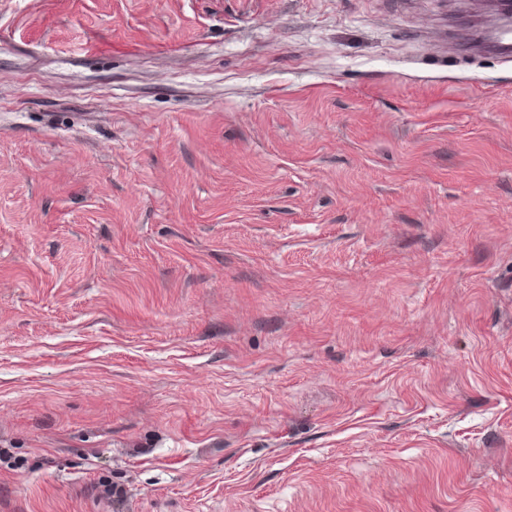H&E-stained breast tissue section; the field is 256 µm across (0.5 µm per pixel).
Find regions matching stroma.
<instances>
[{
    "label": "stroma",
    "instance_id": "obj_1",
    "mask_svg": "<svg viewBox=\"0 0 512 512\" xmlns=\"http://www.w3.org/2000/svg\"><path fill=\"white\" fill-rule=\"evenodd\" d=\"M454 0H0V512H512V60ZM455 43L462 51L479 50L509 60L512 53V29L504 25L489 37L464 29L455 36Z\"/></svg>",
    "mask_w": 512,
    "mask_h": 512
}]
</instances>
